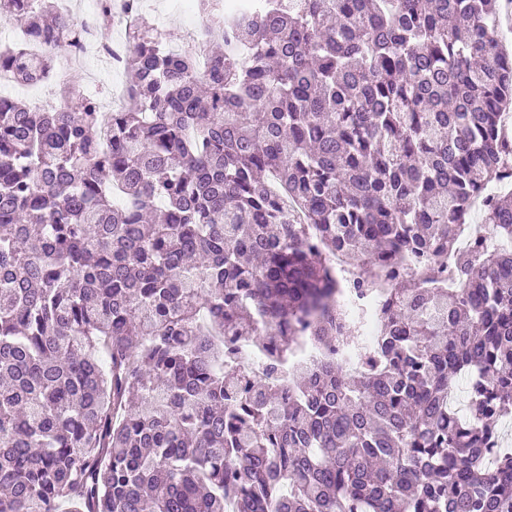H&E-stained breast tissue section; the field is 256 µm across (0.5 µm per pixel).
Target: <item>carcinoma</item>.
Wrapping results in <instances>:
<instances>
[{"label":"carcinoma","instance_id":"obj_1","mask_svg":"<svg viewBox=\"0 0 512 512\" xmlns=\"http://www.w3.org/2000/svg\"><path fill=\"white\" fill-rule=\"evenodd\" d=\"M58 2L0 3L14 81L58 66L25 39L80 43ZM127 2L125 106L0 94V512H512V246L453 288L399 274L373 363L279 382L299 324L352 335L332 254L367 294L447 259L480 195L512 241L505 0H202L205 72Z\"/></svg>","mask_w":512,"mask_h":512}]
</instances>
